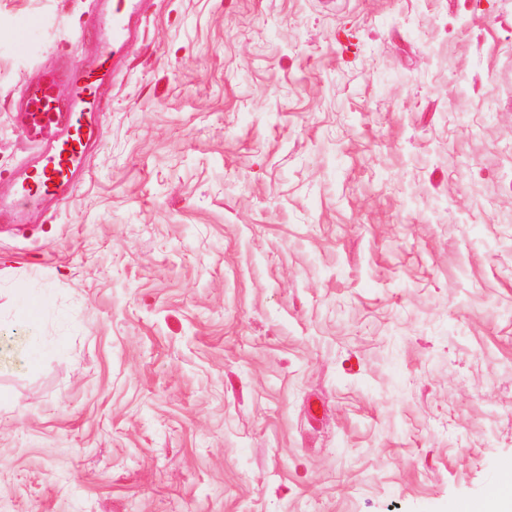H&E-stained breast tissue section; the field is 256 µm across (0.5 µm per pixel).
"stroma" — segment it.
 <instances>
[{
  "label": "stroma",
  "instance_id": "35a3bbf8",
  "mask_svg": "<svg viewBox=\"0 0 512 512\" xmlns=\"http://www.w3.org/2000/svg\"><path fill=\"white\" fill-rule=\"evenodd\" d=\"M100 7L0 0V198L22 87L68 103ZM134 22L84 179L0 219V512L483 498L512 465V0Z\"/></svg>",
  "mask_w": 512,
  "mask_h": 512
}]
</instances>
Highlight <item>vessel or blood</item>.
<instances>
[{
	"label": "vessel or blood",
	"mask_w": 512,
	"mask_h": 512,
	"mask_svg": "<svg viewBox=\"0 0 512 512\" xmlns=\"http://www.w3.org/2000/svg\"><path fill=\"white\" fill-rule=\"evenodd\" d=\"M133 0H106L98 16L102 45L96 62L70 71L71 97L67 113H60L56 79L46 75L27 83L21 94V128L30 139L44 138L38 162L18 181L14 202L0 201V215L14 203L51 198L66 201L102 125L101 91L112 80L114 58L124 51L123 17Z\"/></svg>",
	"instance_id": "vessel-or-blood-1"
}]
</instances>
